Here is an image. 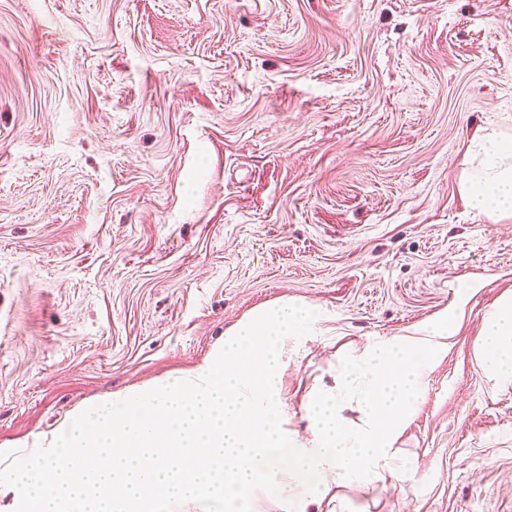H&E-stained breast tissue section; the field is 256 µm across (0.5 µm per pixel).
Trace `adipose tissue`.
I'll list each match as a JSON object with an SVG mask.
<instances>
[{"label":"adipose tissue","mask_w":512,"mask_h":512,"mask_svg":"<svg viewBox=\"0 0 512 512\" xmlns=\"http://www.w3.org/2000/svg\"><path fill=\"white\" fill-rule=\"evenodd\" d=\"M459 190L476 215L497 222L512 218V135L477 128L463 161ZM479 354L485 371L512 377V299L501 301L485 318Z\"/></svg>","instance_id":"1"}]
</instances>
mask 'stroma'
I'll list each match as a JSON object with an SVG mask.
<instances>
[{
	"label": "stroma",
	"mask_w": 512,
	"mask_h": 512,
	"mask_svg": "<svg viewBox=\"0 0 512 512\" xmlns=\"http://www.w3.org/2000/svg\"><path fill=\"white\" fill-rule=\"evenodd\" d=\"M512 133V0H0V445L188 371L254 309L284 426L343 356L460 318L367 487L283 512H512V380L475 356L512 219L459 192Z\"/></svg>",
	"instance_id": "stroma-1"
}]
</instances>
